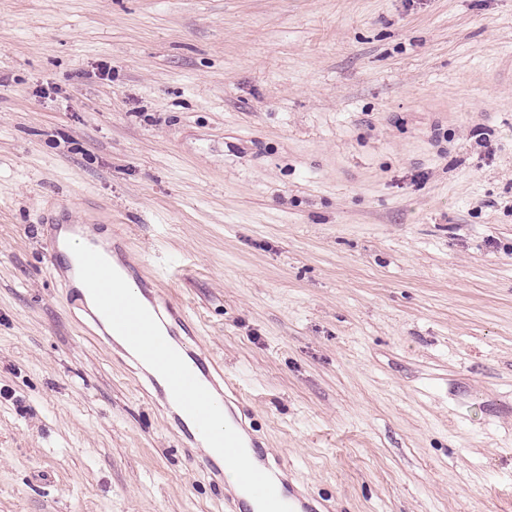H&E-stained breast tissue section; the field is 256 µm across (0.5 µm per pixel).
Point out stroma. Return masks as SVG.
I'll return each mask as SVG.
<instances>
[{"instance_id": "stroma-1", "label": "stroma", "mask_w": 512, "mask_h": 512, "mask_svg": "<svg viewBox=\"0 0 512 512\" xmlns=\"http://www.w3.org/2000/svg\"><path fill=\"white\" fill-rule=\"evenodd\" d=\"M116 243L331 512H512V0H0V512H234L46 253ZM81 225L78 224H58L57 229L55 230L54 235L51 237L49 242L47 243V249L49 251L52 265L56 268L55 265V255L58 257H63L64 262L58 265L56 270H63L65 272H69L72 276L78 277V265L76 258L74 259H66V251L63 247L64 243L63 240L60 237V231L66 230L71 233L76 232L78 229H80Z\"/></svg>"}]
</instances>
